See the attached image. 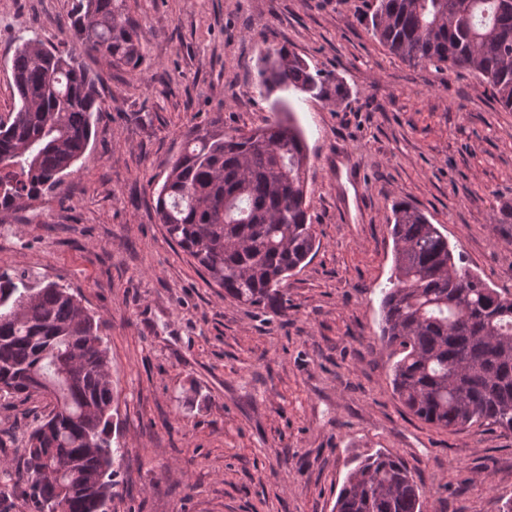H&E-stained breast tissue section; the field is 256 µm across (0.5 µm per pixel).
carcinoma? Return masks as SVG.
Returning <instances> with one entry per match:
<instances>
[{
	"mask_svg": "<svg viewBox=\"0 0 512 512\" xmlns=\"http://www.w3.org/2000/svg\"><path fill=\"white\" fill-rule=\"evenodd\" d=\"M371 31L410 65L468 70L512 111V0H378ZM68 30L109 67L142 72L144 44L126 0H72ZM20 107L0 121V212L53 194L86 151L102 76L34 36L14 52ZM267 93L293 89L339 103L346 89L284 47L259 69ZM282 117L248 131L212 120L190 130L157 191L170 239L224 294L288 315L281 284L318 248L306 205L308 154ZM392 287L383 289L380 340L392 348V385L420 420L445 429L491 422L512 431V298L455 262L448 240L410 204L393 207ZM52 390L57 405L31 430L23 463L0 459V506L30 512H104L114 494L113 379L100 324L67 286L33 284L0 269V399ZM51 462L55 472L46 470ZM71 493L59 498L57 474ZM426 493L405 464L377 453L349 473L334 512H424Z\"/></svg>",
	"mask_w": 512,
	"mask_h": 512,
	"instance_id": "1",
	"label": "carcinoma"
}]
</instances>
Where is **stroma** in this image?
<instances>
[{
  "label": "stroma",
  "instance_id": "35a3bbf8",
  "mask_svg": "<svg viewBox=\"0 0 512 512\" xmlns=\"http://www.w3.org/2000/svg\"><path fill=\"white\" fill-rule=\"evenodd\" d=\"M71 0H0V119L18 108L11 61L21 39L75 50ZM147 51L133 76L103 67L102 107L57 194L0 215V267L69 286L99 319L121 455L108 512H332L365 456L400 457L425 512H499L512 499V432L449 431L413 416L391 385L380 341L393 271L388 224L405 201L512 297V112L468 71L412 66L369 30L377 0H127ZM286 47L338 76L333 104L284 91L310 155L307 204L320 247L283 281L284 317L226 297L171 242L153 196L192 128L273 119L257 70ZM364 165L367 204L336 156ZM48 398L0 400V444L19 457Z\"/></svg>",
  "mask_w": 512,
  "mask_h": 512
}]
</instances>
